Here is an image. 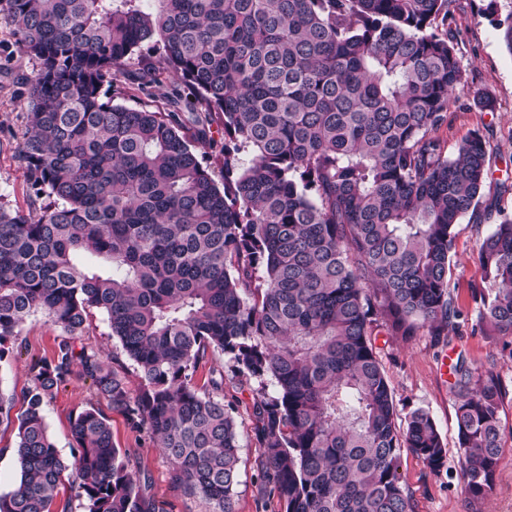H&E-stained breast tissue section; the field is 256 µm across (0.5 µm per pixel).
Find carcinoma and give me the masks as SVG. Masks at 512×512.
<instances>
[{
  "mask_svg": "<svg viewBox=\"0 0 512 512\" xmlns=\"http://www.w3.org/2000/svg\"><path fill=\"white\" fill-rule=\"evenodd\" d=\"M152 1L155 9L146 10ZM452 0H0L29 77L16 159L40 215L0 201V361L39 313L63 333L31 366L17 417L20 477L0 512H53L63 473L82 512H174L89 407L57 450L44 408L78 377L172 464L173 497L236 512L242 448L224 372L254 389L257 494L284 512H412L406 448L438 474L447 449L429 411L398 410L372 339H440L462 318L454 226L495 218L480 242L476 326L512 361V213L483 194L475 131L444 155L436 132L467 88ZM142 84L173 82L167 110L104 101L132 56ZM224 126V188L193 148ZM102 310L125 373L75 340ZM450 386L471 503L505 451L499 373L459 360ZM274 387V393L267 391Z\"/></svg>",
  "mask_w": 512,
  "mask_h": 512,
  "instance_id": "1",
  "label": "carcinoma"
}]
</instances>
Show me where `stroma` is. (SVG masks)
<instances>
[{"mask_svg":"<svg viewBox=\"0 0 512 512\" xmlns=\"http://www.w3.org/2000/svg\"><path fill=\"white\" fill-rule=\"evenodd\" d=\"M511 15L512 0H452L448 20L438 25L439 30L451 31L454 36L468 86L449 109L448 123L437 136L450 155L471 133L483 134L491 167L484 199L499 201L501 207L508 210H512V194L500 193L497 184L512 179V53L502 42V31ZM36 68V61L20 55L12 28L0 15V197L12 209L23 213L30 210L34 192L17 163L15 151L26 130L28 79ZM140 68L139 59H131L110 88L109 98L136 109L153 110L164 106L168 82L139 88L135 77ZM483 93L494 98L495 111L485 112L475 106V97ZM492 227V222L473 220L462 221L454 227L450 284L465 318L450 330L447 341H436L425 333L409 341L383 331L376 336V352L394 393L399 415L407 416L419 407L428 410L447 448V465L437 475L417 456L402 451L399 472L413 512H512V361L493 360L492 346L472 328L476 312L471 288L481 277L478 244ZM59 334V329L44 316H31L21 332V349L0 361V391L15 395L13 414L23 410L21 397L30 385L31 363L51 356ZM78 342L93 349L110 366H123L130 390H137L138 379L132 363L123 354L118 340L111 336L107 318L100 309L88 311ZM460 357L474 368L495 366L507 387L501 412L506 450L499 462L496 487L489 497L472 506L465 500L457 453L456 409L449 393L454 380L451 368ZM212 363L224 371V398L236 405L235 416L243 445L236 512H280L278 505L264 507L257 499L255 461L260 450L252 432V393L248 386L234 378L227 357L214 355ZM89 406L107 418L114 445L135 452L141 468L151 476L153 493L168 496L169 461L149 436L133 432L125 416L112 410L90 382L72 379L45 407V420L60 454L65 457L70 454L71 418Z\"/></svg>","mask_w":512,"mask_h":512,"instance_id":"1","label":"stroma"}]
</instances>
